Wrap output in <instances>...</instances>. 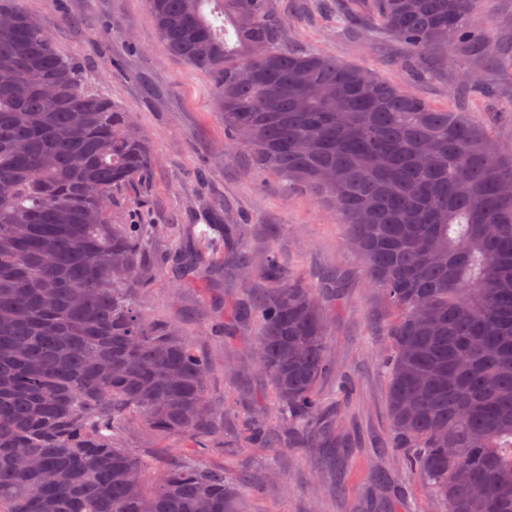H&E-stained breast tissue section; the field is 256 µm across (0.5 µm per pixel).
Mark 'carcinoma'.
<instances>
[{
    "instance_id": "obj_1",
    "label": "carcinoma",
    "mask_w": 512,
    "mask_h": 512,
    "mask_svg": "<svg viewBox=\"0 0 512 512\" xmlns=\"http://www.w3.org/2000/svg\"><path fill=\"white\" fill-rule=\"evenodd\" d=\"M422 56L493 34L486 0H373ZM213 3L223 25L205 17ZM169 52L213 77L227 149L289 189L328 197L388 322L395 457L444 512H512V148L336 57L283 45L274 0H147ZM0 512H237L222 472L167 465L148 481L122 447L211 433L208 360L141 304L157 276L138 224L110 218L149 169L147 136L88 88L20 0H0ZM52 89L58 105L43 100ZM240 215L214 230L229 242ZM250 315L258 366L297 433L332 368L321 296L277 260ZM269 412L252 422L267 443ZM33 458L39 469H22Z\"/></svg>"
}]
</instances>
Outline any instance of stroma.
<instances>
[{
    "instance_id": "1",
    "label": "stroma",
    "mask_w": 512,
    "mask_h": 512,
    "mask_svg": "<svg viewBox=\"0 0 512 512\" xmlns=\"http://www.w3.org/2000/svg\"><path fill=\"white\" fill-rule=\"evenodd\" d=\"M291 48H311L364 68L390 83L417 92L435 108L481 120L489 106L501 119L489 123L492 138L512 145V77L489 64L497 49L476 60L466 47L435 48L416 57L383 31L376 20L355 18L340 26L336 15L315 0H275ZM39 17L59 53L87 73L91 89L127 112L150 138L146 186L115 210L119 221L156 224L146 252L158 275L145 289L147 314L174 326L197 351L211 356L207 399L215 411L211 437L149 439L127 425L124 448L149 464L174 460L221 470L238 481L239 512H442L419 475L400 469L391 447L387 411L386 344L382 334L392 312L371 287L360 255L349 245L329 202L306 189L285 191L280 177L255 167L244 150L226 154L224 116L210 95L209 73L172 55L147 14L145 0H22ZM477 73L493 88V99L465 90L464 75ZM245 219L243 239L224 243L214 233L211 208ZM190 250L205 262L184 273L177 253ZM245 251L257 275L239 277L229 257ZM292 277L319 282L335 270L343 277L328 345L333 370L317 392L328 421L352 448L321 454L307 436L272 440L270 447L246 443V423L258 408L274 410L278 400L258 368L256 324L234 318L244 304L267 291L260 278L271 256ZM226 323L228 335L211 334Z\"/></svg>"
}]
</instances>
